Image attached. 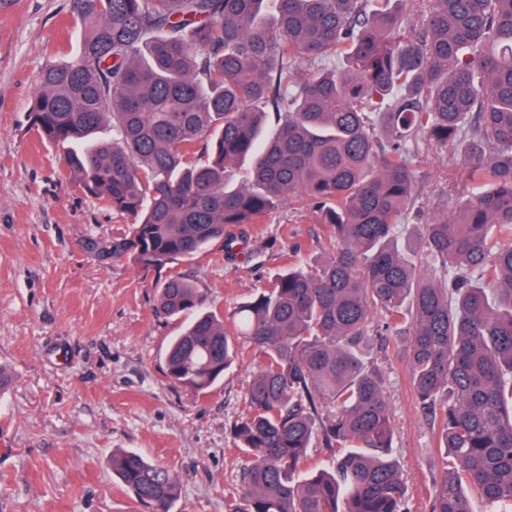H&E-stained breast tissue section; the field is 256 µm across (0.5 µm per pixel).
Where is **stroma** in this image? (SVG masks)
<instances>
[{"label": "stroma", "mask_w": 512, "mask_h": 512, "mask_svg": "<svg viewBox=\"0 0 512 512\" xmlns=\"http://www.w3.org/2000/svg\"><path fill=\"white\" fill-rule=\"evenodd\" d=\"M75 0H15L0 10V512H151L113 476V449L136 450L174 473L173 512H235L248 455L230 427L247 413L253 366L225 372L204 396L164 374L180 320L157 315L162 273L126 255L100 257L90 240L127 230L69 174L66 149L28 122L48 61L76 49ZM462 149L431 147L413 163L424 193L405 229L451 206ZM328 232L312 210L281 206L251 225L244 252L222 242L174 264L224 315L267 287L288 264L325 258ZM400 337L373 343L395 423L393 453L410 512H430L439 476L433 423L409 385Z\"/></svg>", "instance_id": "obj_1"}]
</instances>
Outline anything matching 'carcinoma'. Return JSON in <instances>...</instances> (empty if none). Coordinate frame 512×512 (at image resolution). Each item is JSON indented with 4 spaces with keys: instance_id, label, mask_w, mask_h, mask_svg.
<instances>
[{
    "instance_id": "cac0c4a2",
    "label": "carcinoma",
    "mask_w": 512,
    "mask_h": 512,
    "mask_svg": "<svg viewBox=\"0 0 512 512\" xmlns=\"http://www.w3.org/2000/svg\"><path fill=\"white\" fill-rule=\"evenodd\" d=\"M77 0L79 47L48 62L29 112L91 197L130 220L91 242L162 270L280 204L329 227L331 257L293 263L229 317L181 274L156 309L186 317L165 357L204 395L260 358L234 422L251 458L237 512H408L367 337L404 334L442 476L430 512H512V0ZM106 126L110 140L97 138ZM463 146L450 212L397 247L423 146ZM248 182L233 186V168ZM320 439L328 466H308ZM112 470L172 512L180 488L135 451Z\"/></svg>"
}]
</instances>
